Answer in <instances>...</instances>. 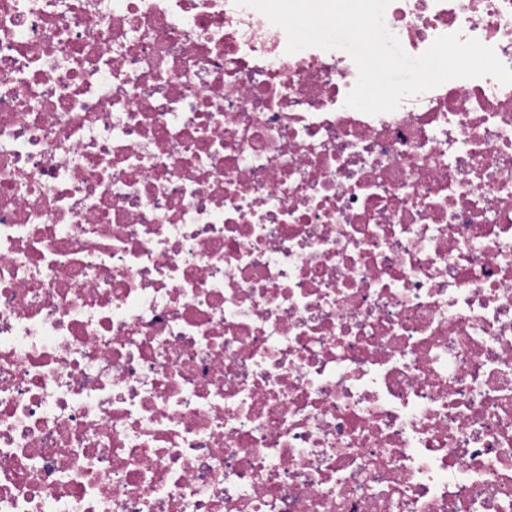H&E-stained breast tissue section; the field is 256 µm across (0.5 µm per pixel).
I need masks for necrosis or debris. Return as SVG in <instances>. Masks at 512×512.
<instances>
[{"label": "necrosis or debris", "instance_id": "4bbe7bcc", "mask_svg": "<svg viewBox=\"0 0 512 512\" xmlns=\"http://www.w3.org/2000/svg\"><path fill=\"white\" fill-rule=\"evenodd\" d=\"M512 68V0H391ZM234 0H0V512H512V84L347 107Z\"/></svg>", "mask_w": 512, "mask_h": 512}]
</instances>
